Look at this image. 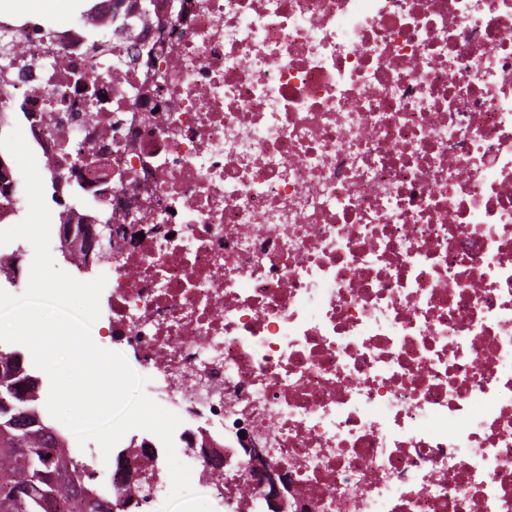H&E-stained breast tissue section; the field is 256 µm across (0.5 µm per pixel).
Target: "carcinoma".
Listing matches in <instances>:
<instances>
[{"mask_svg": "<svg viewBox=\"0 0 512 512\" xmlns=\"http://www.w3.org/2000/svg\"><path fill=\"white\" fill-rule=\"evenodd\" d=\"M83 245L66 244L64 261L84 267ZM39 380L21 352L0 345V512H41L44 497L69 503L71 512H112L105 497L86 474L89 465L69 450L68 438L48 424L41 410ZM28 479L31 493L14 498L3 480L12 475Z\"/></svg>", "mask_w": 512, "mask_h": 512, "instance_id": "cac0c4a2", "label": "carcinoma"}]
</instances>
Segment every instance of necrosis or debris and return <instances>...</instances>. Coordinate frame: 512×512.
<instances>
[{"label":"necrosis or debris","instance_id":"necrosis-or-debris-1","mask_svg":"<svg viewBox=\"0 0 512 512\" xmlns=\"http://www.w3.org/2000/svg\"><path fill=\"white\" fill-rule=\"evenodd\" d=\"M122 23L135 54L77 23L50 63L18 39L0 110L75 204L54 237L136 217L94 329L176 403L217 512H259L246 446L306 512H512V0H132Z\"/></svg>","mask_w":512,"mask_h":512}]
</instances>
